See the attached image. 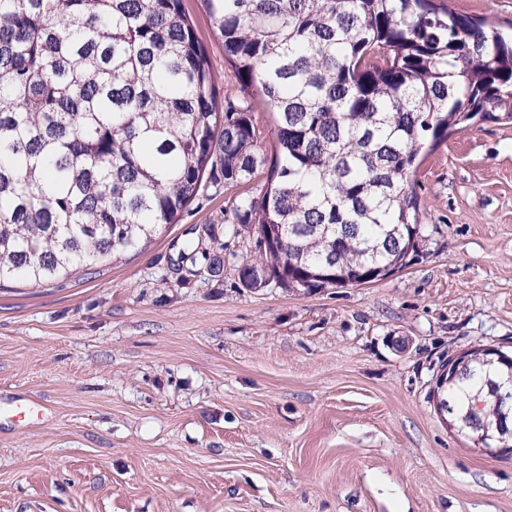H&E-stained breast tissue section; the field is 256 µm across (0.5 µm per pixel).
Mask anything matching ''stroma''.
<instances>
[{
  "instance_id": "1",
  "label": "stroma",
  "mask_w": 512,
  "mask_h": 512,
  "mask_svg": "<svg viewBox=\"0 0 512 512\" xmlns=\"http://www.w3.org/2000/svg\"><path fill=\"white\" fill-rule=\"evenodd\" d=\"M265 181L92 269L0 282V512H512V453L471 448L431 399L449 355L512 350V123L424 159L417 247L368 285L240 283L260 249L231 209ZM206 224L224 272L186 275Z\"/></svg>"
}]
</instances>
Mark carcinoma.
I'll use <instances>...</instances> for the list:
<instances>
[{"label": "carcinoma", "instance_id": "cac0c4a2", "mask_svg": "<svg viewBox=\"0 0 512 512\" xmlns=\"http://www.w3.org/2000/svg\"><path fill=\"white\" fill-rule=\"evenodd\" d=\"M240 93L221 95L183 0H0V280L42 283L135 250L207 185L267 186L232 223L276 234L246 288L308 291L406 266L423 153L512 119V39L445 0H203ZM472 363L440 392L512 432ZM253 104V115L257 127L262 132V140L259 142L260 150L267 156L270 163L273 158V130L274 122L272 113L257 98L247 97Z\"/></svg>", "mask_w": 512, "mask_h": 512}]
</instances>
